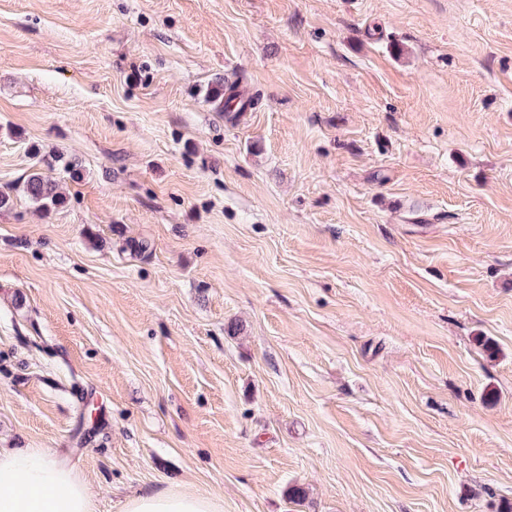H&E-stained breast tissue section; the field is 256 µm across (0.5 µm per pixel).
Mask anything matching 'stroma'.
<instances>
[{"label":"stroma","mask_w":512,"mask_h":512,"mask_svg":"<svg viewBox=\"0 0 512 512\" xmlns=\"http://www.w3.org/2000/svg\"><path fill=\"white\" fill-rule=\"evenodd\" d=\"M0 191V448L95 512L512 504V0H0ZM207 99L215 112H225L229 117H236L254 106L252 97L244 98L234 88H229L224 96V84L221 83L210 88ZM55 179L39 169H33L22 184V192L44 209L64 203V196L58 190ZM224 499L184 487L146 490L127 498L123 512H223Z\"/></svg>","instance_id":"35a3bbf8"}]
</instances>
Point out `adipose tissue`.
I'll list each match as a JSON object with an SVG mask.
<instances>
[{"mask_svg": "<svg viewBox=\"0 0 512 512\" xmlns=\"http://www.w3.org/2000/svg\"><path fill=\"white\" fill-rule=\"evenodd\" d=\"M0 512H94L86 478L76 465L40 448H0ZM123 512H224L221 498L184 487L146 490Z\"/></svg>", "mask_w": 512, "mask_h": 512, "instance_id": "adipose-tissue-1", "label": "adipose tissue"}]
</instances>
